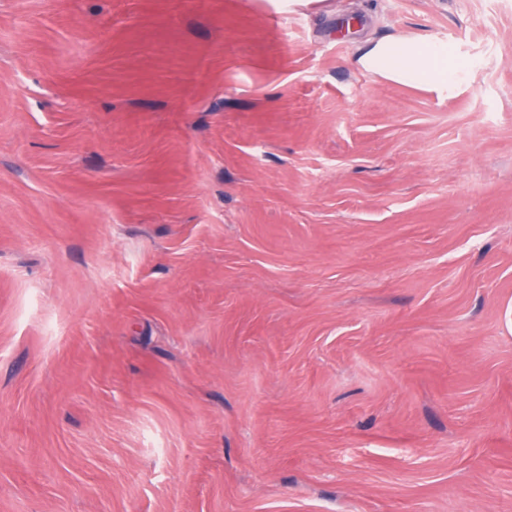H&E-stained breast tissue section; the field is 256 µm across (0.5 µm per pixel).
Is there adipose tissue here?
Wrapping results in <instances>:
<instances>
[{
    "instance_id": "adipose-tissue-1",
    "label": "adipose tissue",
    "mask_w": 512,
    "mask_h": 512,
    "mask_svg": "<svg viewBox=\"0 0 512 512\" xmlns=\"http://www.w3.org/2000/svg\"><path fill=\"white\" fill-rule=\"evenodd\" d=\"M361 67L402 85L444 94L456 86L457 64L446 48L431 41L399 37L371 44L360 56Z\"/></svg>"
}]
</instances>
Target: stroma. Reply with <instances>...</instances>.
Wrapping results in <instances>:
<instances>
[{"instance_id": "35a3bbf8", "label": "stroma", "mask_w": 512, "mask_h": 512, "mask_svg": "<svg viewBox=\"0 0 512 512\" xmlns=\"http://www.w3.org/2000/svg\"><path fill=\"white\" fill-rule=\"evenodd\" d=\"M0 512H512V0H0ZM361 67L376 76L402 85L421 86L445 94L457 86V64L431 41L399 37L371 44L359 57Z\"/></svg>"}]
</instances>
